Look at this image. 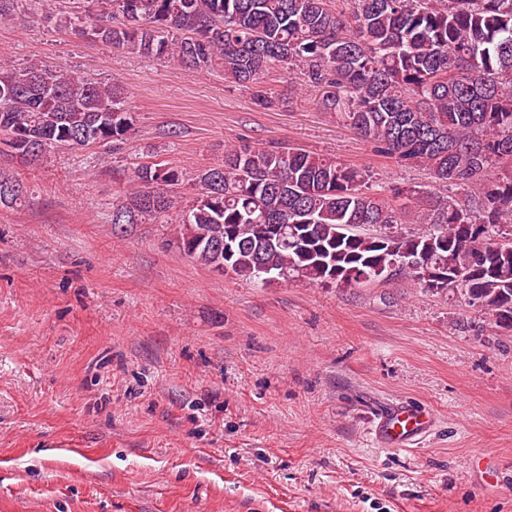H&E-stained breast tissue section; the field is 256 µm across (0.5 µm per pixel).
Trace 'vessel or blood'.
Returning a JSON list of instances; mask_svg holds the SVG:
<instances>
[{"label": "vessel or blood", "mask_w": 512, "mask_h": 512, "mask_svg": "<svg viewBox=\"0 0 512 512\" xmlns=\"http://www.w3.org/2000/svg\"><path fill=\"white\" fill-rule=\"evenodd\" d=\"M435 421V415L427 408L393 404L377 414L372 433L380 447L408 451L429 434Z\"/></svg>", "instance_id": "b4317fda"}]
</instances>
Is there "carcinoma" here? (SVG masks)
Listing matches in <instances>:
<instances>
[{"label":"carcinoma","instance_id":"obj_1","mask_svg":"<svg viewBox=\"0 0 512 512\" xmlns=\"http://www.w3.org/2000/svg\"><path fill=\"white\" fill-rule=\"evenodd\" d=\"M57 27L141 56H167L275 105L267 78L330 88L320 106L403 165L461 195L432 200L281 142L234 145L193 179L139 164L112 202L118 230L174 224L178 250L235 276L352 287L407 278L512 330V0H57ZM126 93L32 63L0 72V145L25 166L62 149L120 151ZM27 187L0 174V208ZM411 206L425 233L399 225Z\"/></svg>","mask_w":512,"mask_h":512}]
</instances>
